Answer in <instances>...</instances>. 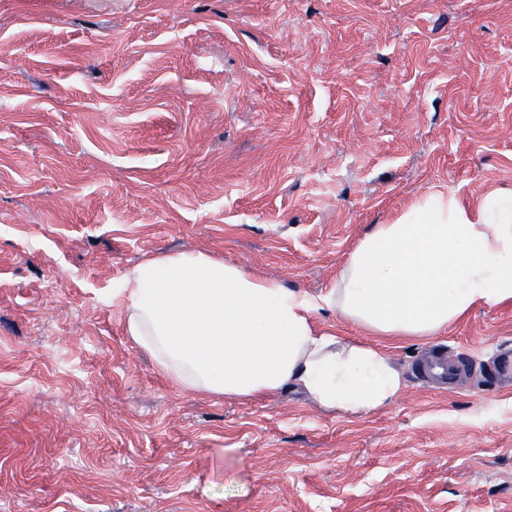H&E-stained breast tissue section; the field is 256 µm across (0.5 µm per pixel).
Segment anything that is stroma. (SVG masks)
Returning <instances> with one entry per match:
<instances>
[{
	"label": "stroma",
	"instance_id": "1",
	"mask_svg": "<svg viewBox=\"0 0 512 512\" xmlns=\"http://www.w3.org/2000/svg\"><path fill=\"white\" fill-rule=\"evenodd\" d=\"M435 184L512 188V0H0V512H512V306L344 416L180 390L112 304L159 251L325 291Z\"/></svg>",
	"mask_w": 512,
	"mask_h": 512
}]
</instances>
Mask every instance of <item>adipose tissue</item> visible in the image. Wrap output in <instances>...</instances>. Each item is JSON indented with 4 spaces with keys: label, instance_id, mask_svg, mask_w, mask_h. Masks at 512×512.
Returning <instances> with one entry per match:
<instances>
[{
    "label": "adipose tissue",
    "instance_id": "adipose-tissue-1",
    "mask_svg": "<svg viewBox=\"0 0 512 512\" xmlns=\"http://www.w3.org/2000/svg\"><path fill=\"white\" fill-rule=\"evenodd\" d=\"M112 302L125 336L180 389L249 403L294 387L356 416L393 404L402 371L381 342H429L479 307L512 305V190L442 186L363 233L313 295L206 252H159ZM336 312L354 333L321 328Z\"/></svg>",
    "mask_w": 512,
    "mask_h": 512
}]
</instances>
